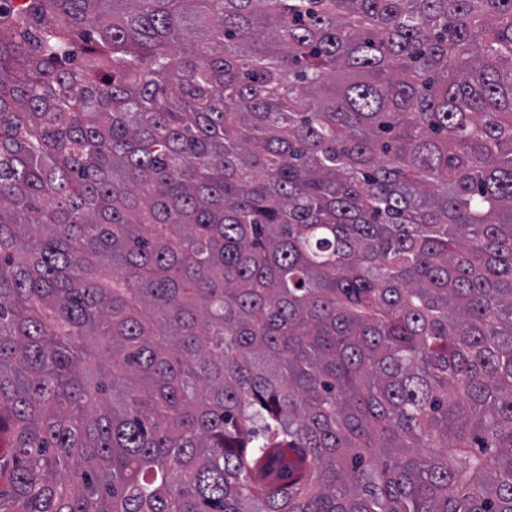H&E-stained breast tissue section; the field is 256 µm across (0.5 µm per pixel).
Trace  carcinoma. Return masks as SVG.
Wrapping results in <instances>:
<instances>
[{"instance_id":"cac0c4a2","label":"carcinoma","mask_w":512,"mask_h":512,"mask_svg":"<svg viewBox=\"0 0 512 512\" xmlns=\"http://www.w3.org/2000/svg\"><path fill=\"white\" fill-rule=\"evenodd\" d=\"M2 436L0 512H512V0H0Z\"/></svg>"}]
</instances>
